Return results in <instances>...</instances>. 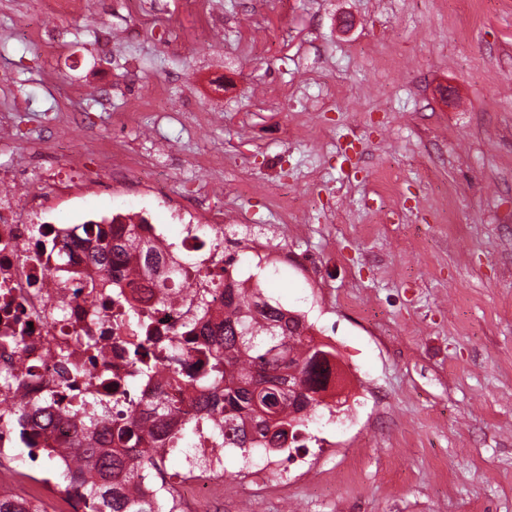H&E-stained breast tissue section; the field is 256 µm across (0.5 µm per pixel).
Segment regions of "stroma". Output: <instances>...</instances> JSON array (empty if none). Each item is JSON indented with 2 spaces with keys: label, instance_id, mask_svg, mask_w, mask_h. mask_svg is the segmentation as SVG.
I'll return each instance as SVG.
<instances>
[{
  "label": "stroma",
  "instance_id": "35a3bbf8",
  "mask_svg": "<svg viewBox=\"0 0 512 512\" xmlns=\"http://www.w3.org/2000/svg\"><path fill=\"white\" fill-rule=\"evenodd\" d=\"M0 0V172L121 141L288 254L242 276L347 374L288 478L226 451L198 512H512V0ZM161 83L165 112L128 111ZM60 224L135 203L83 180ZM306 200L284 218L279 202Z\"/></svg>",
  "mask_w": 512,
  "mask_h": 512
}]
</instances>
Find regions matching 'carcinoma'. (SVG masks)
I'll use <instances>...</instances> for the list:
<instances>
[{
  "mask_svg": "<svg viewBox=\"0 0 512 512\" xmlns=\"http://www.w3.org/2000/svg\"><path fill=\"white\" fill-rule=\"evenodd\" d=\"M96 234L98 244L90 260L99 272L84 284L88 293L112 288V301L125 305L120 284L113 272L136 261L143 283L152 289L157 303L172 300L169 282L186 274L188 264L170 267L153 246L137 239L134 225L110 234L102 229L85 228ZM223 284L208 280V288L195 298V310L208 311ZM236 298L224 299V323L203 330V341L191 346L202 351L210 369L200 387L214 392L212 404L217 415L208 421L209 436L217 448L266 449L277 447L284 427L303 431L323 407L322 399L310 394L321 383L324 370L317 362L313 336L293 334L290 325L298 323L282 310L263 302L259 289L238 288ZM183 393L173 390L156 404L114 423L95 411L87 412L76 438L68 449L74 453L82 478L85 498L93 512H161L170 502L167 491L152 497L140 487L159 470L165 448H184L200 428L195 418L184 420L169 430L164 418L181 412ZM28 415V404L15 402V410L0 411V419L20 424ZM0 512H42L18 496H0Z\"/></svg>",
  "mask_w": 512,
  "mask_h": 512,
  "instance_id": "1",
  "label": "carcinoma"
}]
</instances>
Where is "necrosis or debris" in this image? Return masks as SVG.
Listing matches in <instances>:
<instances>
[{
	"instance_id": "necrosis-or-debris-1",
	"label": "necrosis or debris",
	"mask_w": 512,
	"mask_h": 512,
	"mask_svg": "<svg viewBox=\"0 0 512 512\" xmlns=\"http://www.w3.org/2000/svg\"><path fill=\"white\" fill-rule=\"evenodd\" d=\"M170 218L179 224L178 235L165 225L153 223L147 208H113L100 218L107 230L133 224L142 240L165 254L190 255L196 268L180 290L181 299L168 307L151 308L148 332L162 344L156 370L141 373L129 355L134 341L120 324L121 311L112 305L106 292L88 296L80 283L92 272L88 256L96 241L83 238L82 219L69 224H41L38 235L28 231L27 216L38 214L41 205L29 186L27 169L20 168L0 177V371L17 370L19 385L0 387V403L8 405L16 397L54 394L43 405L37 419L25 431L0 423V492L27 495L41 487L44 512H84L76 489H54L42 477L45 459L58 470L68 471L72 460L66 444L87 409L89 397H96L114 418L128 417L147 399L175 385L176 373L189 382L202 380L208 367L199 354L177 350L185 341L186 323L195 329L221 323L224 299L216 297L206 314L193 312L192 295L206 278H228L241 287H253L252 278L241 277L224 249V216L210 214L206 197L187 207L169 200ZM96 340L99 352L87 357L85 337ZM67 339L73 364L86 374L75 377L71 367L60 363L56 346ZM224 485V451L213 447L206 433H199L195 457L173 481V512H186L188 505L208 501Z\"/></svg>"
}]
</instances>
